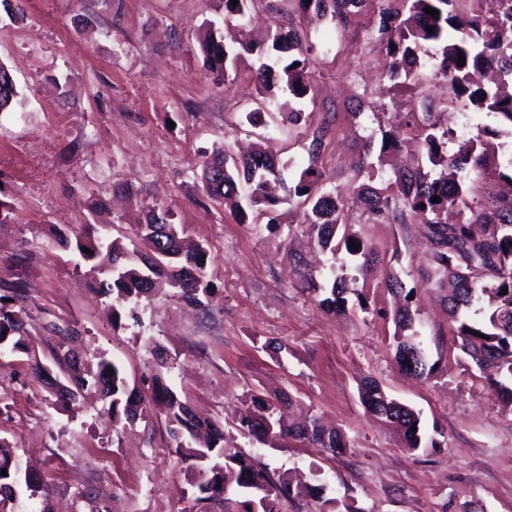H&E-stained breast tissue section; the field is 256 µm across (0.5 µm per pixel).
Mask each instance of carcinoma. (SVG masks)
<instances>
[{
    "label": "carcinoma",
    "instance_id": "carcinoma-1",
    "mask_svg": "<svg viewBox=\"0 0 512 512\" xmlns=\"http://www.w3.org/2000/svg\"><path fill=\"white\" fill-rule=\"evenodd\" d=\"M257 0H223L224 23L244 29L246 18ZM293 12L303 15L314 11L321 19L342 24L355 13L371 5L381 23L379 41L387 54L386 76L392 81L415 85L420 79L421 56L434 60L435 74L444 78L448 91L464 98L477 112L497 119V125H485L479 133L457 143L448 153L449 131L430 120L419 126L417 147L421 160L413 171L397 172L394 180L383 188L358 186L365 194L368 212L376 219L389 216L405 223L415 213L426 217L430 230L431 270L425 283L450 278L453 288L448 294V309L458 323L456 336L460 347L480 369L494 367L503 379L494 382L495 393L512 401V193L503 194L488 204L469 201L470 172L484 166L487 147L495 140L512 133V0H285ZM438 10L437 17L426 14L425 7ZM434 28L430 33L427 28ZM200 50L207 70L215 81L225 83L237 70L239 62L254 54L253 45L242 37L230 44L216 37L209 27L200 40ZM465 64L458 65L459 56ZM260 56L262 62L255 72V108L246 112V121L256 125L276 92L288 93L296 102L314 94L310 76L314 65L313 46L302 24L278 26L270 36V44ZM497 69L499 79L492 88H472V75L486 66ZM18 97V90L7 69L0 65V112L7 110ZM321 138L308 147L309 165L288 197L308 205L304 222L321 248L328 247L338 230H343L337 247L345 249L353 266L342 262L340 269H330L325 282H308L309 292L318 305L336 310L348 308L349 295H356L358 307L367 300L351 283L352 270L365 274L377 264L375 248L358 231L345 227V214L340 196L323 189L318 169ZM203 191L216 201L238 197L247 203L239 208L236 218L244 222L246 209L277 222V207L283 200L269 192L271 183L280 179V162L259 146L244 155H235L229 146L214 149L201 161ZM440 201H432V197ZM466 208L469 217L448 222V210ZM104 225L84 224L68 236L53 234L54 242L64 250H73L89 272L96 275L94 287L103 294H114L112 325L122 318V310L134 313L144 300L173 294L187 305L205 308L212 294L206 268L209 250L202 243L189 244L183 227L172 222L170 211L149 209L144 224L133 228L135 242L128 248L119 241H108ZM356 247H350L349 240ZM89 249L92 254L83 252ZM508 288L502 294V288ZM26 282L20 278L0 283V358H27L31 376L42 379L51 366L68 373V383L54 384V394L62 405L76 402L83 393L95 390L108 402L112 419L132 423L145 417L151 408L164 416L171 440L170 448L186 464L190 474L187 484L196 504L217 502L222 512H283V506L304 494L319 505V512H364L353 500L324 497V486L309 483L295 491L288 474L270 469L268 465L241 451L224 446V428L215 421H201L192 413L180 393L160 384L153 403L145 402L136 387L129 384L120 368L107 354L97 355L96 368L77 372L79 358L66 342L76 331L72 328L56 332L59 341L49 350L52 365L32 355L28 345V314L15 302L26 297ZM489 294L482 308L483 320L471 319L466 311ZM396 332L393 336L395 358L402 369L417 378L427 379L433 373L423 349L413 333L414 318L409 308L394 314ZM366 409L379 417L395 433L404 448L414 452L421 448L440 446L428 436L421 425L420 412L388 397L377 385L366 383L361 389ZM287 403L273 404L251 396L239 414L236 429L240 435L257 441L295 438L313 448L332 455L343 454L347 443L343 434L326 428L320 416L313 414L296 426L284 425ZM0 512H13L22 491L33 498L44 491L43 480L23 466L17 448L0 438Z\"/></svg>",
    "mask_w": 512,
    "mask_h": 512
}]
</instances>
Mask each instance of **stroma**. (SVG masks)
<instances>
[{
	"mask_svg": "<svg viewBox=\"0 0 512 512\" xmlns=\"http://www.w3.org/2000/svg\"><path fill=\"white\" fill-rule=\"evenodd\" d=\"M230 39L221 0H0V64L19 91L0 112V279L25 280L20 307L33 321L40 358L54 327L79 332L72 344L85 361L107 352L143 396L154 375L179 390L203 417L230 425L247 396L291 399L290 418L304 408L342 430L345 454L331 456L287 438L259 443L232 434L228 447L291 475L322 469L327 496L354 499L364 512H512V404L495 394L487 371L462 352L448 314L450 283L429 287L428 228L370 223L353 194L363 162L380 156L382 129L425 111L469 138L489 116L452 100L432 64L418 86L391 85L383 76L384 48L371 41L379 16L366 9L338 26L311 24L315 95L288 120L279 93L272 118L253 126L255 57L235 78L214 84L198 36L205 22ZM323 138L320 165L327 188L340 192L350 223L380 253L355 287L367 310L321 308L305 291L302 271L324 276L345 253L317 246L297 204L278 208L280 222L249 216L238 223L225 204L205 199L202 153L224 144L258 142L288 160L283 177L298 179L307 147ZM472 178V195L486 202L512 190L501 177L512 136ZM171 211L174 223L211 252L208 312L173 296L143 303L136 318L113 326L103 297L90 286L74 253L53 246L52 229L106 225L109 238L129 241L148 210ZM395 278L412 299L389 290ZM408 304L429 363V379L403 372L394 358L393 313ZM178 359L156 372L148 340ZM283 344L281 353L267 343ZM420 410L425 429H438L444 447L407 451L362 405V380ZM48 384L31 380L21 361L0 368V436L12 440L24 466L39 474L46 496H20L15 512H192L183 463L169 448L163 418L150 414L116 428L107 402L93 392L77 403L52 404ZM87 499L76 502L75 491Z\"/></svg>",
	"mask_w": 512,
	"mask_h": 512,
	"instance_id": "obj_1",
	"label": "stroma"
}]
</instances>
